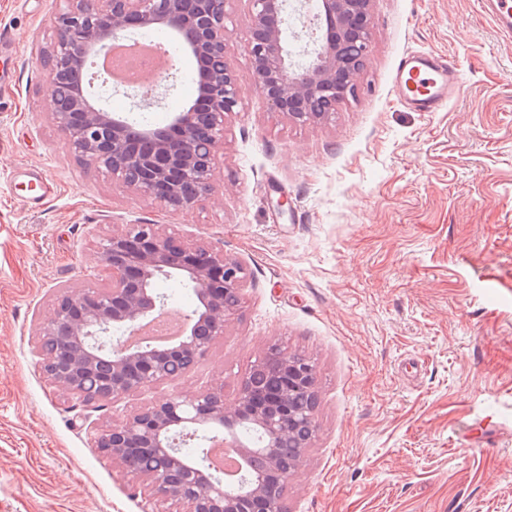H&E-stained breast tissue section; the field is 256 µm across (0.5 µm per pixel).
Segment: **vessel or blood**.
<instances>
[{
    "label": "vessel or blood",
    "instance_id": "1",
    "mask_svg": "<svg viewBox=\"0 0 512 512\" xmlns=\"http://www.w3.org/2000/svg\"><path fill=\"white\" fill-rule=\"evenodd\" d=\"M497 28L512 35V0H482ZM458 80L445 59L422 53L403 54L390 81L397 101L418 112H438L450 101Z\"/></svg>",
    "mask_w": 512,
    "mask_h": 512
}]
</instances>
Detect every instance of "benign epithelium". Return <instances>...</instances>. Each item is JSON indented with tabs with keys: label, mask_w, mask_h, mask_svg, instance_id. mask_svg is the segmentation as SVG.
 <instances>
[{
	"label": "benign epithelium",
	"mask_w": 512,
	"mask_h": 512,
	"mask_svg": "<svg viewBox=\"0 0 512 512\" xmlns=\"http://www.w3.org/2000/svg\"><path fill=\"white\" fill-rule=\"evenodd\" d=\"M49 17L54 41L40 53L48 71L43 87L49 118L72 153L89 168L112 174L127 190L170 212L196 208L211 194L224 155V115L240 110V77L226 48L229 0H65ZM250 22L240 37L251 78L271 111L299 124L328 120L322 98L349 99L342 79L358 88L357 73L371 48L372 0H320V15L303 0H248ZM164 28L198 65L194 98L164 126L138 123L92 101L88 62L143 29ZM149 89L125 88L137 109L164 103L174 74L146 77ZM95 248L109 279L101 286L53 291L50 316L39 323L36 354L44 376L60 391L85 401L115 403L186 374L234 319L246 269L224 247L176 237L164 224H130L99 237ZM192 290L197 305L183 334L164 345L133 344V336L161 315L159 279ZM278 381L256 398L242 387L231 400L222 389L183 391L126 415L100 430L97 447L187 512H279V461L296 457L299 469L316 426L301 409L313 390L314 367L283 355ZM262 435L267 475L230 488L211 472L209 459L188 460L182 449L200 429L224 433L221 446L252 452L238 430ZM151 459L147 468L134 459Z\"/></svg>",
	"instance_id": "1"
}]
</instances>
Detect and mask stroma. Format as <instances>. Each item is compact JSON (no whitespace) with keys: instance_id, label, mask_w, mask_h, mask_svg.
I'll return each mask as SVG.
<instances>
[{"instance_id":"stroma-1","label":"stroma","mask_w":512,"mask_h":512,"mask_svg":"<svg viewBox=\"0 0 512 512\" xmlns=\"http://www.w3.org/2000/svg\"><path fill=\"white\" fill-rule=\"evenodd\" d=\"M63 0H0V512H145L150 493L107 459L97 430L184 390L233 398L272 344L316 367L318 431L288 480L283 512H512V37L477 0H372L358 95L299 125L269 111L240 46L247 0H231L226 43L242 109L224 121L212 198L174 214L68 149L36 61ZM177 88L145 113L167 124L195 92L176 38ZM458 71L447 107L399 104L404 53ZM53 192L33 208L26 173ZM129 224L223 246L246 269L242 304L186 375L121 402L87 404L37 363L54 288H94L93 247Z\"/></svg>"}]
</instances>
